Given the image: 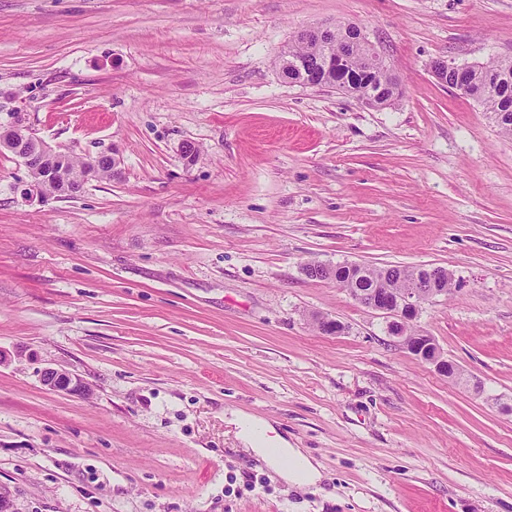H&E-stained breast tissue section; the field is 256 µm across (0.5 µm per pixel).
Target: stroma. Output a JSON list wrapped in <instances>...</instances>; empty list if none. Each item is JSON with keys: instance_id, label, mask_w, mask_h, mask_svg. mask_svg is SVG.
Returning a JSON list of instances; mask_svg holds the SVG:
<instances>
[{"instance_id": "stroma-1", "label": "stroma", "mask_w": 512, "mask_h": 512, "mask_svg": "<svg viewBox=\"0 0 512 512\" xmlns=\"http://www.w3.org/2000/svg\"><path fill=\"white\" fill-rule=\"evenodd\" d=\"M337 23L391 62L395 105L279 78L297 32ZM508 56L512 0H0V124L20 112L72 155L124 159L42 204L0 154L15 512H512V138L430 73ZM310 262L446 268L416 328L483 392ZM47 367L93 396L48 390ZM239 413L322 481L247 453Z\"/></svg>"}]
</instances>
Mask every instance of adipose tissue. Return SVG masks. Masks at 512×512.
Here are the masks:
<instances>
[{
  "mask_svg": "<svg viewBox=\"0 0 512 512\" xmlns=\"http://www.w3.org/2000/svg\"><path fill=\"white\" fill-rule=\"evenodd\" d=\"M235 423L244 443L278 471L288 483L314 485L320 481L321 473L317 465L301 449L284 443L274 450L268 448V435L271 431L269 425L258 424L254 418L242 415L237 416Z\"/></svg>",
  "mask_w": 512,
  "mask_h": 512,
  "instance_id": "obj_1",
  "label": "adipose tissue"
}]
</instances>
